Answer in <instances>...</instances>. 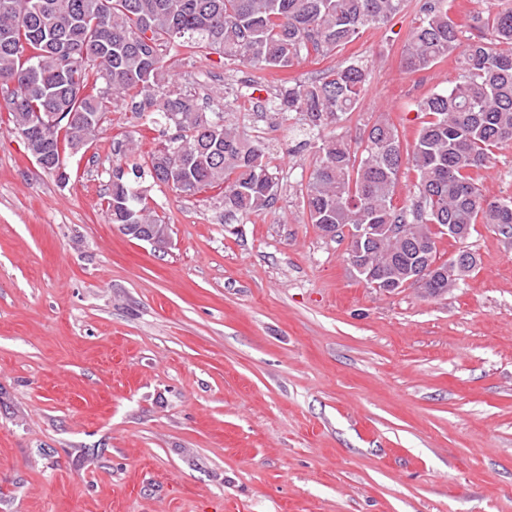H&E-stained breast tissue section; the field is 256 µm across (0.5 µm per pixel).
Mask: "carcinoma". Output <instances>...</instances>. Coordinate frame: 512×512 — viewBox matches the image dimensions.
Returning <instances> with one entry per match:
<instances>
[{"mask_svg": "<svg viewBox=\"0 0 512 512\" xmlns=\"http://www.w3.org/2000/svg\"><path fill=\"white\" fill-rule=\"evenodd\" d=\"M405 0H0V93L9 130L35 142L59 181L55 159L85 149L99 134L117 97H129L139 115L149 113L176 135L150 157L148 170L112 169L107 214L124 235L164 225L148 206L145 176L185 195L224 190V213L248 217L275 203L279 182L265 144L250 139L226 105L176 85L167 49L192 57L216 53L224 66L258 72L286 71L300 59L326 56L360 32L401 12ZM402 65L419 72L456 55L451 85L417 102L428 116L412 151L381 114L363 150L326 127L355 111L370 67L342 62L311 82L285 80L267 103L285 117L303 116L316 138L315 160L303 197L310 223L336 236L347 227L372 225L363 244L370 264L404 285L409 258L421 250L435 265L428 294L441 297L477 267L437 258V238L453 224L455 239L477 224L512 238V198L487 197L480 186L491 149L512 143V7L471 16L469 34L448 15L447 0H422ZM411 163L418 199L394 204L399 173Z\"/></svg>", "mask_w": 512, "mask_h": 512, "instance_id": "obj_1", "label": "carcinoma"}]
</instances>
